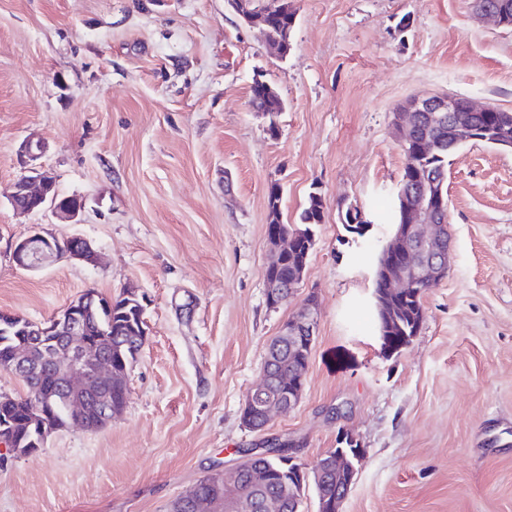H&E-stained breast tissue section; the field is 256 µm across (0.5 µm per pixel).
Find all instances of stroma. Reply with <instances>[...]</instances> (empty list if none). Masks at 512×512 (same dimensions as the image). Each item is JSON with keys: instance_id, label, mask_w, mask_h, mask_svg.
<instances>
[{"instance_id": "1", "label": "stroma", "mask_w": 512, "mask_h": 512, "mask_svg": "<svg viewBox=\"0 0 512 512\" xmlns=\"http://www.w3.org/2000/svg\"><path fill=\"white\" fill-rule=\"evenodd\" d=\"M292 3L281 59L227 0H0V311L39 322L87 289L132 287L149 324L122 415L8 458L0 512H171L230 472L261 440L241 414L266 346L310 293L303 398L266 433L302 442L309 470L355 435L342 512H512V149L468 141L449 158L450 267L407 347L383 349L374 305L405 163L393 114L445 92L512 112V29L472 0ZM257 78L286 104L276 121L250 104ZM30 137L60 195L83 200L80 223L12 207ZM274 182L283 221L310 193L324 207L299 293L276 308ZM350 204L370 220L358 239L339 220ZM37 224L87 239L96 262L19 268L13 246Z\"/></svg>"}]
</instances>
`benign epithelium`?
<instances>
[{
	"label": "benign epithelium",
	"mask_w": 512,
	"mask_h": 512,
	"mask_svg": "<svg viewBox=\"0 0 512 512\" xmlns=\"http://www.w3.org/2000/svg\"><path fill=\"white\" fill-rule=\"evenodd\" d=\"M228 4L243 20V24H265L264 14L251 9L248 0H228ZM476 13L482 18L491 20L499 27L512 28V13L508 12L505 0H478ZM495 108L489 105H477L466 98L453 94L417 96L405 103V123L412 127L419 124V112L448 113V133L452 145L456 146L469 140L488 142L492 145L512 149V140L504 137L501 132L491 130L489 126L470 124L464 117L466 112H493ZM45 145L32 138L24 141L19 150V160L27 175L14 185L11 204L23 212H39L46 207L51 208L58 218L72 224L80 223L84 209L82 200H77L74 207L61 206L57 202L58 190L56 178L47 171L33 166L44 152ZM411 224L397 234L395 247L416 256L409 267L394 275L387 276V288L392 294L414 292L425 284L442 280L448 269L451 244L434 233L437 216L429 208L413 206L409 208ZM60 241L44 228L36 225L30 234L14 244L13 259L17 266L26 270H39L43 263L58 256ZM64 257L71 260L91 262L95 259L94 251L88 242L79 236L69 238V248ZM304 274H298L288 285V292L278 291L267 296L269 306L276 308L284 297H293L303 280ZM301 316L289 318L279 332V336L301 346H310L308 340L314 335L318 326L319 308L317 298L307 295L299 306ZM68 321L69 336L63 340L67 350V360L64 364V382L61 389L67 394L76 420L87 425V418L96 421L97 426H104L120 414L117 406L112 404V366L108 360L107 350L102 344H92L83 337L82 324L75 309L66 307L52 317V322L38 324L40 336H54L57 324L61 319ZM27 348L20 345L13 348L8 358L4 360L6 371L17 378L26 377L29 365ZM305 373L299 369L288 377V391L279 392L275 389L274 378L269 368L263 369L261 382L251 390L244 401L243 412L247 417L256 416L263 420V425L256 427L253 421H248V427L254 432H263L271 418L276 414H287L302 400L304 392ZM31 420L39 424L40 441L44 442L59 428V422L51 410V398L38 397L37 402L30 408ZM285 440L282 435H272L263 438L260 447L240 453L231 480L224 482L228 493L224 497V512H242L236 508L235 489L239 482V473L243 463L251 456L259 454L268 456V449L276 448ZM364 453L361 447L346 450L332 448L327 451V468L334 469L346 475L344 488L336 493V499L328 506L321 505L320 512H341V506L349 490L353 486L358 464Z\"/></svg>",
	"instance_id": "7a95c632"
}]
</instances>
